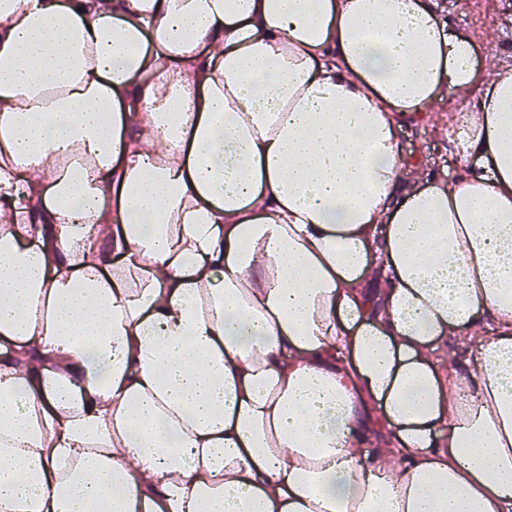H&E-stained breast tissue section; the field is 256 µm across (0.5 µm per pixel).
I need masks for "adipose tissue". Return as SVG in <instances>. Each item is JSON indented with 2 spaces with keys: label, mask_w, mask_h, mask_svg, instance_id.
Segmentation results:
<instances>
[{
  "label": "adipose tissue",
  "mask_w": 512,
  "mask_h": 512,
  "mask_svg": "<svg viewBox=\"0 0 512 512\" xmlns=\"http://www.w3.org/2000/svg\"><path fill=\"white\" fill-rule=\"evenodd\" d=\"M0 214V512H512V66L438 0H0ZM458 103L459 99L448 100L446 94L435 103L426 119L404 117L398 120L402 152L418 165L409 170L403 188H407L413 178L425 174H436L448 180L454 177L455 168L448 166V138L458 133L453 123Z\"/></svg>",
  "instance_id": "obj_1"
}]
</instances>
